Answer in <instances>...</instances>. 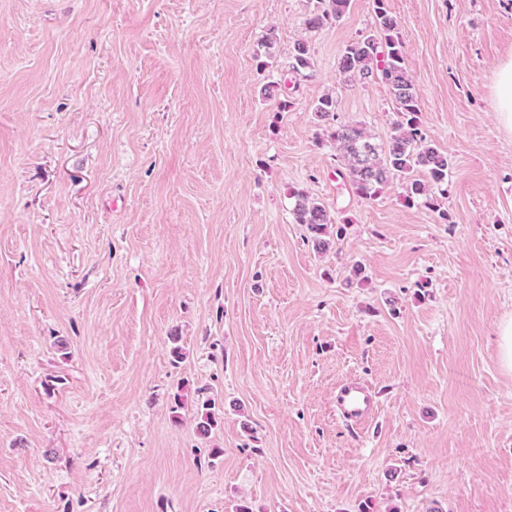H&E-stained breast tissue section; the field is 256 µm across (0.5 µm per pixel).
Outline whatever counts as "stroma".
Wrapping results in <instances>:
<instances>
[{"label":"stroma","instance_id":"35a3bbf8","mask_svg":"<svg viewBox=\"0 0 512 512\" xmlns=\"http://www.w3.org/2000/svg\"><path fill=\"white\" fill-rule=\"evenodd\" d=\"M386 6L450 162L433 210L359 198L324 141L392 133L388 87L337 71L372 0L318 31L310 0H0V512H512V0ZM293 190L343 219L327 251ZM493 104L499 129L512 136V56L500 61L495 70ZM498 359L502 368L512 372V316H506L497 323ZM378 409V393L367 382L352 378L337 388L336 414L347 426L374 419Z\"/></svg>","mask_w":512,"mask_h":512}]
</instances>
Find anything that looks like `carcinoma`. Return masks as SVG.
I'll list each match as a JSON object with an SVG mask.
<instances>
[{
    "label": "carcinoma",
    "mask_w": 512,
    "mask_h": 512,
    "mask_svg": "<svg viewBox=\"0 0 512 512\" xmlns=\"http://www.w3.org/2000/svg\"><path fill=\"white\" fill-rule=\"evenodd\" d=\"M350 0H314L306 19L311 29L337 23L346 15ZM375 27L379 36L367 35L353 39L341 51L338 70L343 81L378 79L392 91L398 119L386 144L374 141L358 123L336 126L329 138L345 165L347 179L355 194L374 200L394 179L404 180L403 199L408 205L434 206L437 195L448 192V157L423 134L418 118V101L405 63V51L398 35L399 24L386 7V0H373ZM310 67L307 43L295 44L289 68L296 74ZM336 110V98L324 95L314 107L316 116L327 119ZM294 198V222L304 224L316 246H328L323 239L327 227L337 223L322 203L309 199L299 191ZM218 424L215 404L202 402L196 417V429L208 435Z\"/></svg>",
    "instance_id": "1"
}]
</instances>
